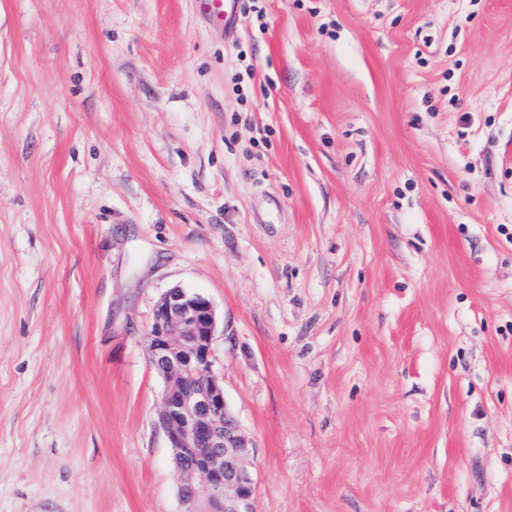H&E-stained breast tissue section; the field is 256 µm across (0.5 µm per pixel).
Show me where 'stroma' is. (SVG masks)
Segmentation results:
<instances>
[{
	"label": "stroma",
	"mask_w": 512,
	"mask_h": 512,
	"mask_svg": "<svg viewBox=\"0 0 512 512\" xmlns=\"http://www.w3.org/2000/svg\"><path fill=\"white\" fill-rule=\"evenodd\" d=\"M251 3L0 0V512H179L172 288L254 512H512V0ZM196 10L203 16L223 23L232 15L235 0H195Z\"/></svg>",
	"instance_id": "35a3bbf8"
}]
</instances>
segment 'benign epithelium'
<instances>
[{"instance_id":"1","label":"benign epithelium","mask_w":512,"mask_h":512,"mask_svg":"<svg viewBox=\"0 0 512 512\" xmlns=\"http://www.w3.org/2000/svg\"><path fill=\"white\" fill-rule=\"evenodd\" d=\"M212 302L182 288L156 304L145 334L151 366L165 382L158 421L179 473L180 512H253L250 442L213 372Z\"/></svg>"}]
</instances>
